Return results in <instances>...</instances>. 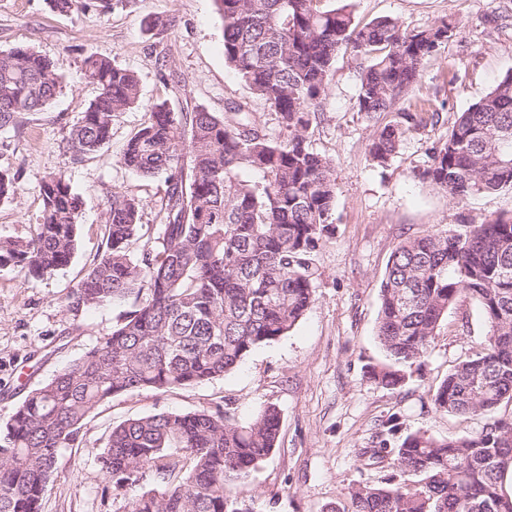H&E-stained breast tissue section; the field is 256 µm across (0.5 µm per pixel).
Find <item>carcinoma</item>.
Instances as JSON below:
<instances>
[{
	"label": "carcinoma",
	"mask_w": 512,
	"mask_h": 512,
	"mask_svg": "<svg viewBox=\"0 0 512 512\" xmlns=\"http://www.w3.org/2000/svg\"><path fill=\"white\" fill-rule=\"evenodd\" d=\"M224 21V62L268 105L280 135L248 103L229 100L228 116L198 108L152 106L124 145L120 163L165 175L164 222L157 244L130 250L141 204L121 192L103 211L104 247L68 296V306L99 307L133 298L112 331L34 389L0 423V512H41L60 450L112 397L141 389L168 392L232 371L254 349L287 335L315 300V256L335 230L332 160L307 132L322 111L336 55L368 61L355 107L392 111L455 28L442 18L421 30L378 17L355 21L349 6L322 0H214ZM98 86L70 132L76 156L109 142L119 114L140 101V82L115 60H83ZM56 62L27 48L0 52V127L19 112L41 110L58 89ZM433 104L398 110L368 154L386 165L414 130L439 122ZM416 177L453 199L512 190V74L457 115ZM43 210L33 235L0 239V267L40 278L69 265L77 249L82 197L59 175L41 179ZM463 296L488 325L484 351L458 363L432 394L455 415H488L512 402V216L484 218L463 234L401 242L380 285L377 337L391 363L369 379L397 389L403 368L421 361L441 322ZM280 413L262 407L240 424L221 409L146 415L112 428L97 461L122 489L149 475L158 487L128 499L125 512H250L226 493L275 449ZM393 456L413 485L390 481L351 492L353 512H512V419L474 436L440 439L415 432Z\"/></svg>",
	"instance_id": "carcinoma-1"
}]
</instances>
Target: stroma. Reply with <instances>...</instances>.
Instances as JSON below:
<instances>
[{
  "label": "stroma",
  "instance_id": "stroma-1",
  "mask_svg": "<svg viewBox=\"0 0 512 512\" xmlns=\"http://www.w3.org/2000/svg\"><path fill=\"white\" fill-rule=\"evenodd\" d=\"M349 3L357 21L381 16L410 30L440 18L456 23L452 37L424 64L410 98L431 100L441 120L410 133L385 166L373 164L368 145L394 113L374 116L354 102L363 59L339 53L323 110L308 131L311 147L332 159L336 174V230L316 255L321 272L315 302L287 336L254 349L231 373L207 383L160 393L136 390L97 409L77 441L62 449L42 512H123L128 490H117L97 461L113 427L139 416L223 408L246 422L263 405L280 411L272 454L227 493L250 512H350V492L396 476L392 458L365 456L382 422L396 417L398 444L421 431L438 438L473 435L491 417L438 411L431 396L459 361L487 344L478 305L463 298L448 311L421 364L406 371L395 390L376 385L371 367L387 357L376 336L379 289L400 242L432 233L463 232L470 219L512 215V191L451 199L416 176L433 142L446 137L457 113L512 73V0H325ZM168 20L163 34L149 23ZM224 23L214 0H119L101 10L84 0L80 11L61 14L49 0H0V51L30 47L58 61L61 89L37 112L17 114L0 127V170L15 178L17 194L0 201V238L29 239L42 213L40 181L59 174L82 196L78 247L70 265L35 279L21 267L0 268V422L34 389L79 358L132 308L125 299L93 309L69 310L67 296L102 250V212L112 192L140 200L142 228L133 253L157 238L166 185L119 162L127 142L154 103L175 112L202 107L223 114L227 100L250 102L270 135L279 129L268 106L224 62ZM95 52L135 71L139 106L112 125V138L97 152L74 156L70 131L98 89L83 59ZM166 54L181 82L172 94L158 64Z\"/></svg>",
  "mask_w": 512,
  "mask_h": 512
}]
</instances>
